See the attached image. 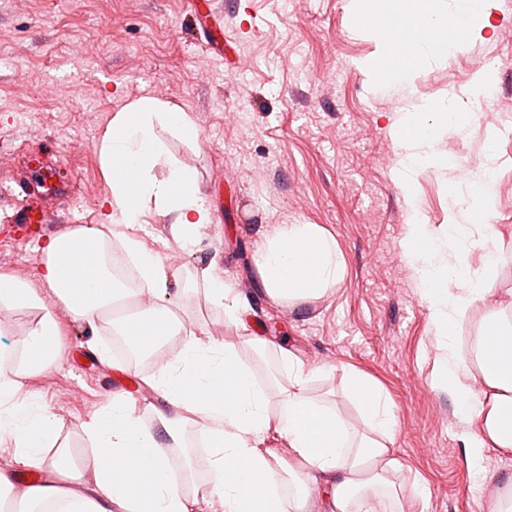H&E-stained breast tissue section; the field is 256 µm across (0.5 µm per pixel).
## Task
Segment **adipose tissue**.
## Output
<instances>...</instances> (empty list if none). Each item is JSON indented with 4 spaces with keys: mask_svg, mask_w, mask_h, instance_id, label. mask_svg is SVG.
I'll return each instance as SVG.
<instances>
[{
    "mask_svg": "<svg viewBox=\"0 0 512 512\" xmlns=\"http://www.w3.org/2000/svg\"><path fill=\"white\" fill-rule=\"evenodd\" d=\"M380 2L390 5L391 12L377 34L378 55L369 67L384 80L415 76L431 60L453 55L474 25L487 18L493 0H459L464 19L453 31L435 0ZM491 88V78L484 76L468 92L467 102L404 107L394 131L403 186H410L411 174L428 161L417 145L464 126L471 100ZM163 130L188 143L198 139V128L186 113L155 98H138L114 114L97 145L109 187L106 217L116 227L139 223L151 212L171 218L176 241L195 247L212 213L196 171L169 151L159 136ZM159 168L165 177L156 176ZM464 183L469 198L464 224H449L437 236L424 225H409L404 256L435 327L439 382L452 397L458 423L478 456L487 448L512 449V319L507 316L512 291L501 292L469 274V227L482 230L485 267L498 263L497 235L487 223L496 198L493 166ZM121 240L137 260L141 286L134 290L112 275L103 257V232L82 227L45 241L30 279L0 275V310L42 307L48 290L73 320L92 327L132 297L136 309L121 317L117 330L133 349L149 354L167 337L181 339L178 351L149 379L160 397L153 408L155 429L141 426L126 393H113L81 425L96 453L92 484H84L71 450H61L44 477L21 495L31 512H49L56 504L64 512H195L203 502L220 512H383L385 498H397L392 480L400 469L393 454L396 420L380 390L362 377L352 378L351 390L370 421L368 432L354 433L333 408L308 397L317 368L284 349L280 363L288 384L281 390L279 411H272L269 392L241 354L245 348H264L265 340L249 334L232 342L184 332L173 310L164 259L136 236L125 233ZM253 262L265 294L292 310L323 297L345 271L335 239L316 224L264 225ZM201 279L210 302L223 307L225 319L240 324L248 303L235 284L212 265L202 270ZM476 308L486 315L473 361L457 347L456 330ZM62 355L61 326L48 313L32 331L16 371H0V397L8 401L0 409V447L13 449L19 466H41L43 450L53 447L60 430L40 398L26 393L24 380ZM476 378L482 390L474 389ZM195 419L208 439V451L187 468L206 469L210 480L193 485L187 495L172 476L166 451L183 447L184 431ZM283 473L295 488L288 498L276 489Z\"/></svg>",
    "mask_w": 512,
    "mask_h": 512,
    "instance_id": "ef3b65f1",
    "label": "adipose tissue"
}]
</instances>
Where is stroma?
<instances>
[{"label":"stroma","instance_id":"1","mask_svg":"<svg viewBox=\"0 0 512 512\" xmlns=\"http://www.w3.org/2000/svg\"><path fill=\"white\" fill-rule=\"evenodd\" d=\"M220 19L198 18L204 0H0V193L12 187L32 152L44 148L67 182L71 202L53 212L44 237L104 224L108 191L96 144L114 114L148 96L186 112L199 129L188 144L164 140L194 168L212 212L205 247L180 248L169 219L148 214L135 233L169 258V292L189 330L232 341L242 329L209 302L198 275L218 261L251 298L246 329L268 342L264 358L243 357L258 383L284 382L278 346L325 366L308 395L336 410L351 429L367 425L347 394L350 374L383 392L396 417L394 450L402 468L393 480L406 512H486L483 474L512 472V450L473 457L438 386L434 328L403 258L407 226L420 219L440 232L466 187L459 169L486 164L497 146L496 202L488 222L499 231L500 262L487 272L480 246L469 271L512 289V123L504 132L471 116L425 151L431 164L404 191L392 127L407 101L437 102L466 90L482 70L498 88L489 110H512V0H496L487 26L446 60L416 78L376 81L368 67L376 39L353 18L351 0H216ZM238 36L231 58L211 53L198 25ZM265 224H317L345 260L342 279L300 312L256 294L253 263ZM37 240L13 241L0 231V274L25 278L38 258ZM44 309L10 312L5 345H22L43 313L60 320L62 361L26 381L63 423L61 442L87 451L80 425L104 403L109 378L125 391L142 425L153 427L144 369L124 371L96 352L103 335L73 321L45 293Z\"/></svg>","mask_w":512,"mask_h":512}]
</instances>
